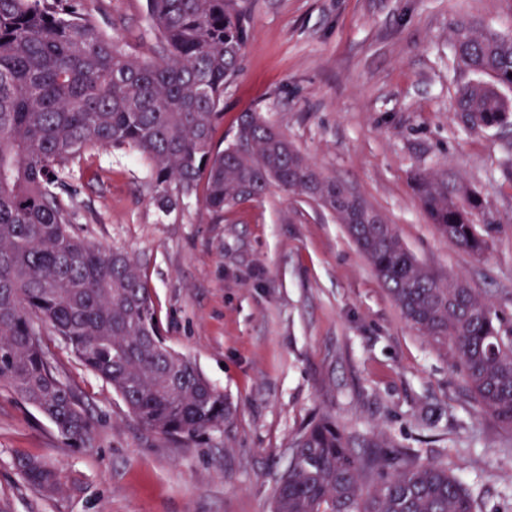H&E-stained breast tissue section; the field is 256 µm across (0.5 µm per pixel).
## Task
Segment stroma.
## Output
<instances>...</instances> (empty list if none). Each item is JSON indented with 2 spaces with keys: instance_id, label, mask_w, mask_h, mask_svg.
Instances as JSON below:
<instances>
[{
  "instance_id": "35a3bbf8",
  "label": "stroma",
  "mask_w": 512,
  "mask_h": 512,
  "mask_svg": "<svg viewBox=\"0 0 512 512\" xmlns=\"http://www.w3.org/2000/svg\"><path fill=\"white\" fill-rule=\"evenodd\" d=\"M238 3L249 38L214 146L257 113L392 224L419 262L463 277L512 322V126L472 133L450 110L471 78L454 57L458 22L512 35V0ZM92 10L128 51L148 53L146 0H94ZM421 172L456 176L484 199L486 256L428 223L412 188ZM68 182L79 231L137 260L168 344L196 360L234 416L173 443L47 337L64 378L87 394L94 431L70 447L0 390V499L12 512H270L293 439L324 416L351 436L444 460L483 512H512V430L479 413L448 354L405 323L334 215L277 188L220 216L200 192L164 212L129 148L86 156ZM21 456L58 468L64 490L26 485Z\"/></svg>"
}]
</instances>
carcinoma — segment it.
<instances>
[{
	"label": "carcinoma",
	"instance_id": "obj_1",
	"mask_svg": "<svg viewBox=\"0 0 512 512\" xmlns=\"http://www.w3.org/2000/svg\"><path fill=\"white\" fill-rule=\"evenodd\" d=\"M147 9L155 42L143 58L78 0H0V389L47 417L69 446L90 442L86 396L61 375L47 331L147 431L188 445L231 421L224 392L166 343L136 260L77 232L63 197L83 155L129 147L148 161L162 211L202 179L214 213L273 187L315 199L346 225L404 320L451 355L479 412L512 428V323L488 300L462 277L420 264L393 225L361 223L367 203L259 115H245L229 144L213 146L248 38L236 0H147ZM454 53L474 76L454 103L464 126L511 125L503 89L512 91V35L462 22ZM413 187L442 234L477 256L487 251L475 192L446 175L418 174ZM384 447L345 435L328 417L307 424L272 512H477L446 464ZM16 469L34 489L62 490L45 463L19 458Z\"/></svg>",
	"mask_w": 512,
	"mask_h": 512
}]
</instances>
